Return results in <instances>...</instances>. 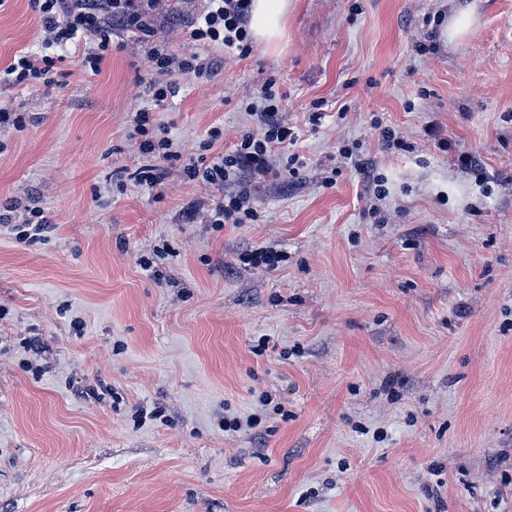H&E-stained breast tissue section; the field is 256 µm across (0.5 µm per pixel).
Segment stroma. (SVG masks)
Masks as SVG:
<instances>
[{"mask_svg":"<svg viewBox=\"0 0 512 512\" xmlns=\"http://www.w3.org/2000/svg\"><path fill=\"white\" fill-rule=\"evenodd\" d=\"M460 2L295 0L277 46L176 75L157 120L187 154L211 127L221 150L256 131L241 104L275 81L303 129L296 178L277 154L221 187L175 166L134 185L128 120L150 78L134 39L97 74L71 52L59 85L0 88L31 118L0 131V214L34 204L53 226L22 243L0 225V512H512V0H473L474 36L419 54L426 17ZM166 5L153 37L180 55L201 2ZM39 33L28 0H5L0 68ZM378 121L410 151H384ZM243 189L260 220L213 229ZM161 243L176 255L153 278L139 259ZM259 245L287 261L237 264ZM258 412L256 429L218 425Z\"/></svg>","mask_w":512,"mask_h":512,"instance_id":"35a3bbf8","label":"stroma"}]
</instances>
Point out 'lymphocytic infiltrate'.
<instances>
[{"label": "lymphocytic infiltrate", "instance_id": "f902f5d3", "mask_svg": "<svg viewBox=\"0 0 512 512\" xmlns=\"http://www.w3.org/2000/svg\"><path fill=\"white\" fill-rule=\"evenodd\" d=\"M162 0H29L31 10L41 21L43 38L40 49L14 58L0 69V86L55 85L61 53L71 47L81 48L80 66L98 73L103 60L112 51L115 37L125 33H151L156 12ZM253 0H205L204 9L187 24L191 41L198 50L174 55L162 44L147 50L151 77L143 89L145 103L132 114L128 138L145 163L134 172L143 186L155 187L162 174L159 166L171 160H182V172L189 180L206 185L239 181L245 173L259 174L269 168L271 152L289 149L288 172L299 175L306 165L303 156L294 153L299 139L297 129L282 119V103L271 85L244 106L254 117L259 132H247L221 153L213 147L224 131L213 127L200 145L199 156L182 158L174 141L166 136L156 120L157 112L175 97L178 86L175 74L197 78L212 76L216 71L215 53L248 52L251 46L249 21ZM209 54H202V47Z\"/></svg>", "mask_w": 512, "mask_h": 512}]
</instances>
